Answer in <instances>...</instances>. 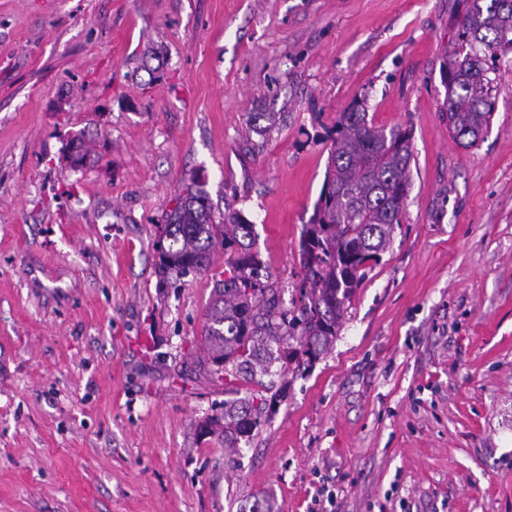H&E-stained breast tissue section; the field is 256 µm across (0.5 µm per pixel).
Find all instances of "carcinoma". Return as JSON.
<instances>
[{
    "label": "carcinoma",
    "mask_w": 512,
    "mask_h": 512,
    "mask_svg": "<svg viewBox=\"0 0 512 512\" xmlns=\"http://www.w3.org/2000/svg\"><path fill=\"white\" fill-rule=\"evenodd\" d=\"M451 45L440 68L446 88L448 131L472 147L491 125L501 72L512 71V0H456ZM325 179L299 250L303 270L291 307L269 282L264 264L246 240L253 225L230 211L214 222L204 191L191 183L177 198L166 223L158 226L156 249L162 274L185 276L205 270L217 243L228 254L227 277L215 289L205 336L209 361L224 386L239 393L269 374L272 350L282 352V368L313 363L336 340L369 262L392 244L411 185V132L377 127L364 100H356L336 121ZM270 397L224 402V444L233 448L250 438L261 416L282 390Z\"/></svg>",
    "instance_id": "1"
}]
</instances>
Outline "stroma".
Wrapping results in <instances>:
<instances>
[{
  "label": "stroma",
  "mask_w": 512,
  "mask_h": 512,
  "mask_svg": "<svg viewBox=\"0 0 512 512\" xmlns=\"http://www.w3.org/2000/svg\"><path fill=\"white\" fill-rule=\"evenodd\" d=\"M454 0H0V512H512V73L448 131ZM411 186L332 350L236 450L204 329L227 257L161 287L184 187L295 298L340 113ZM92 143L72 167V140Z\"/></svg>",
  "instance_id": "1"
}]
</instances>
